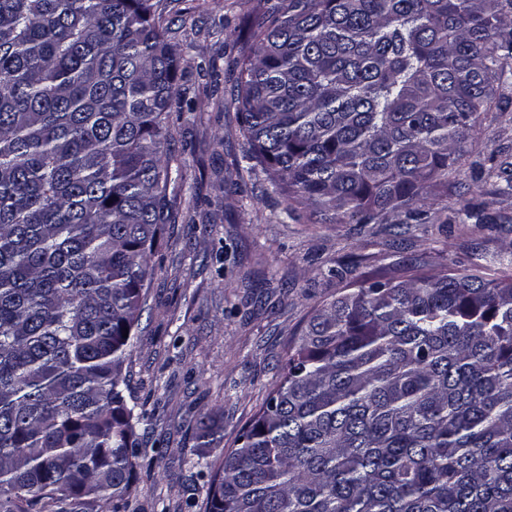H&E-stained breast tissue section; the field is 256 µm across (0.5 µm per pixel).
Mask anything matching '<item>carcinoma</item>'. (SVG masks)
<instances>
[{"mask_svg":"<svg viewBox=\"0 0 512 512\" xmlns=\"http://www.w3.org/2000/svg\"><path fill=\"white\" fill-rule=\"evenodd\" d=\"M511 16L278 0L235 60L237 171L265 170L290 219H421L512 75ZM169 32L152 0H0V512H106L136 481L123 370L182 179ZM219 459L206 512H512V279L361 282Z\"/></svg>","mask_w":512,"mask_h":512,"instance_id":"1","label":"carcinoma"}]
</instances>
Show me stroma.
I'll use <instances>...</instances> for the list:
<instances>
[{
	"label": "stroma",
	"mask_w": 512,
	"mask_h": 512,
	"mask_svg": "<svg viewBox=\"0 0 512 512\" xmlns=\"http://www.w3.org/2000/svg\"><path fill=\"white\" fill-rule=\"evenodd\" d=\"M268 0H161L181 60L176 86L192 109L171 117L186 165L176 221L150 257L146 297L125 372L147 448L117 512H205V466L192 419L217 409V462L265 402L291 339L346 289L395 266L512 276V79L448 175V198L425 224H298L267 194L264 171L237 175L243 136L230 104L233 60ZM217 64L218 77L209 74Z\"/></svg>",
	"instance_id": "stroma-1"
}]
</instances>
